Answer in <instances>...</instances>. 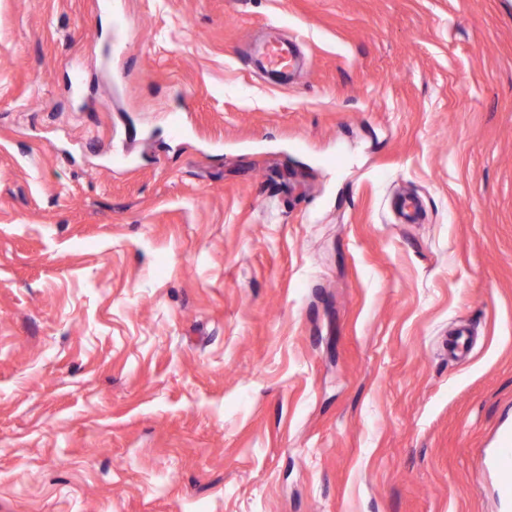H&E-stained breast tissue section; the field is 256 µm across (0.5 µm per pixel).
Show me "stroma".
<instances>
[{
	"label": "stroma",
	"instance_id": "1",
	"mask_svg": "<svg viewBox=\"0 0 512 512\" xmlns=\"http://www.w3.org/2000/svg\"><path fill=\"white\" fill-rule=\"evenodd\" d=\"M508 431L512 0H0V512H506ZM252 55L264 68L281 75H286L293 67L295 56L293 49L285 42L256 43L252 47ZM489 465L500 476L499 496L506 505L512 503V438L508 437L494 448L488 460Z\"/></svg>",
	"mask_w": 512,
	"mask_h": 512
}]
</instances>
